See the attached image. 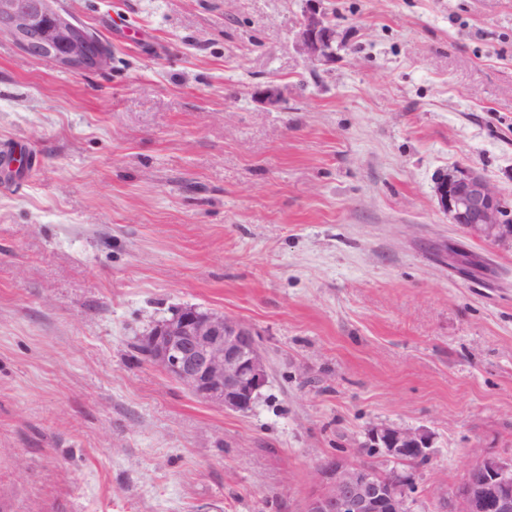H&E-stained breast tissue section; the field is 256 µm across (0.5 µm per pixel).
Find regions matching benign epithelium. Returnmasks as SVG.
<instances>
[{
  "instance_id": "benign-epithelium-1",
  "label": "benign epithelium",
  "mask_w": 512,
  "mask_h": 512,
  "mask_svg": "<svg viewBox=\"0 0 512 512\" xmlns=\"http://www.w3.org/2000/svg\"><path fill=\"white\" fill-rule=\"evenodd\" d=\"M56 2L0 0V34L10 35L28 59L78 73L103 70L110 61L108 49L96 33L56 8ZM306 2L295 47L309 64L327 65L336 60L342 44L337 25L318 0ZM435 195L450 223L470 236L499 242L512 235V210L478 171L459 167L439 176ZM144 344L149 359L191 394L228 411L251 410L270 377L253 328L224 314L181 308L155 324ZM360 445L392 461L423 464L430 458L433 438L424 428L373 423ZM317 474L305 512H413L414 478L405 471L384 478L336 453L321 462ZM439 512H512V457L479 455Z\"/></svg>"
}]
</instances>
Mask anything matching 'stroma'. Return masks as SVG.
Returning <instances> with one entry per match:
<instances>
[{
    "mask_svg": "<svg viewBox=\"0 0 512 512\" xmlns=\"http://www.w3.org/2000/svg\"><path fill=\"white\" fill-rule=\"evenodd\" d=\"M60 5L111 61L0 37V512H302L335 449L390 468L377 422L433 436L415 512L512 456V238L434 195L465 165L512 204V0H320L345 46L316 70L305 0ZM186 306L254 328L252 410L140 351Z\"/></svg>",
    "mask_w": 512,
    "mask_h": 512,
    "instance_id": "obj_1",
    "label": "stroma"
}]
</instances>
